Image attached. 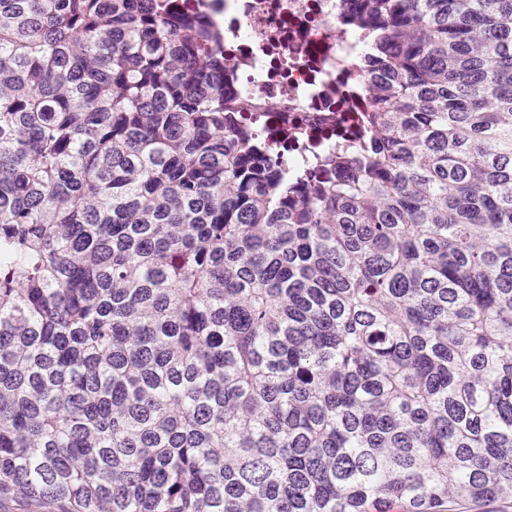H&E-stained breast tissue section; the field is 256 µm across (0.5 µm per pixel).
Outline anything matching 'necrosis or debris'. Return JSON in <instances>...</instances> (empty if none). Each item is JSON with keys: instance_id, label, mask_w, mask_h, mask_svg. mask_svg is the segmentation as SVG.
<instances>
[{"instance_id": "1", "label": "necrosis or debris", "mask_w": 512, "mask_h": 512, "mask_svg": "<svg viewBox=\"0 0 512 512\" xmlns=\"http://www.w3.org/2000/svg\"><path fill=\"white\" fill-rule=\"evenodd\" d=\"M224 36L226 94L250 100L245 125L306 176L325 178L324 156L356 143L370 80L344 0H174Z\"/></svg>"}]
</instances>
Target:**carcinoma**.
<instances>
[{"mask_svg": "<svg viewBox=\"0 0 512 512\" xmlns=\"http://www.w3.org/2000/svg\"><path fill=\"white\" fill-rule=\"evenodd\" d=\"M309 182L171 0H0V505L512 503V0H348Z\"/></svg>", "mask_w": 512, "mask_h": 512, "instance_id": "1", "label": "carcinoma"}]
</instances>
